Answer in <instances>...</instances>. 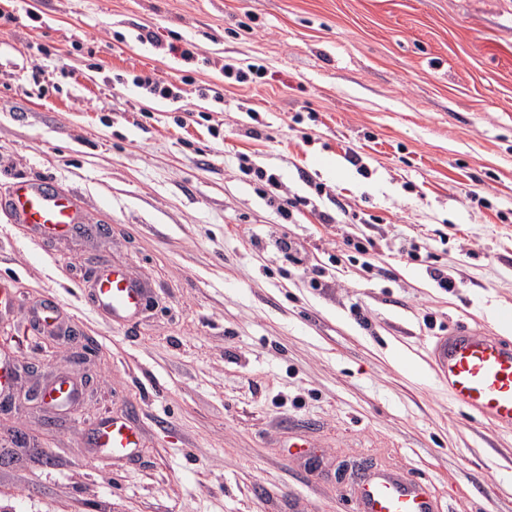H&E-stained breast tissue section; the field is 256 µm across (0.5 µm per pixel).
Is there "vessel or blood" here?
<instances>
[{
    "instance_id": "vessel-or-blood-1",
    "label": "vessel or blood",
    "mask_w": 512,
    "mask_h": 512,
    "mask_svg": "<svg viewBox=\"0 0 512 512\" xmlns=\"http://www.w3.org/2000/svg\"><path fill=\"white\" fill-rule=\"evenodd\" d=\"M0 209L14 222L30 224L52 237L70 232L85 217L71 197L55 190L50 179H15L7 194L0 195ZM148 290L122 269L99 271L89 291V304L113 319L138 314L147 302ZM437 381L448 388L452 401L502 430L512 429V343L484 331L458 326L437 336L430 350ZM42 397L50 404L66 406L77 395L65 380L45 387ZM97 445L113 455H133L139 446L137 432L126 422H100ZM356 512H443L421 481L380 472L360 488Z\"/></svg>"
}]
</instances>
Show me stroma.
<instances>
[{
  "instance_id": "1",
  "label": "stroma",
  "mask_w": 512,
  "mask_h": 512,
  "mask_svg": "<svg viewBox=\"0 0 512 512\" xmlns=\"http://www.w3.org/2000/svg\"><path fill=\"white\" fill-rule=\"evenodd\" d=\"M17 176L91 228L0 211V512H355L370 468L512 512V432L427 357L512 310V0H0V193ZM274 195L308 205L286 221ZM105 264L151 290L131 321L85 299ZM49 304L71 338L28 331ZM58 377L84 387L53 413L32 395ZM105 417L136 457L95 447Z\"/></svg>"
}]
</instances>
